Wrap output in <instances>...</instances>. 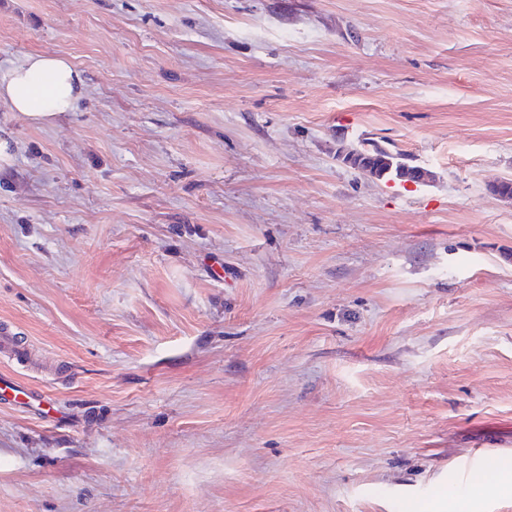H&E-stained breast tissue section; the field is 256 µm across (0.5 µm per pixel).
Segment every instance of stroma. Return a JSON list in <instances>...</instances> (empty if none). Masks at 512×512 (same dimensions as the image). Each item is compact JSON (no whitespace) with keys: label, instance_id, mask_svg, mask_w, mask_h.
Masks as SVG:
<instances>
[{"label":"stroma","instance_id":"1","mask_svg":"<svg viewBox=\"0 0 512 512\" xmlns=\"http://www.w3.org/2000/svg\"><path fill=\"white\" fill-rule=\"evenodd\" d=\"M0 512H455L512 471V0H0ZM409 153L425 184L337 157ZM83 73L67 58L55 54H29L1 69L0 104L8 116L31 124L53 125L83 98ZM339 156L342 157L345 162L355 169L361 170L369 174L372 178L380 180L379 164L380 159L377 154L367 155L364 152H355L352 149H342L339 152ZM2 384L4 385L0 387V401L2 400V404L12 405L25 410L34 404L40 407L42 405H50L54 401L48 394H36L23 383L13 379L2 378Z\"/></svg>","mask_w":512,"mask_h":512}]
</instances>
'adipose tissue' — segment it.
<instances>
[{"instance_id":"ef3b65f1","label":"adipose tissue","mask_w":512,"mask_h":512,"mask_svg":"<svg viewBox=\"0 0 512 512\" xmlns=\"http://www.w3.org/2000/svg\"><path fill=\"white\" fill-rule=\"evenodd\" d=\"M85 78L67 58L37 53L0 68V103L10 117L31 124H55L83 98Z\"/></svg>"}]
</instances>
